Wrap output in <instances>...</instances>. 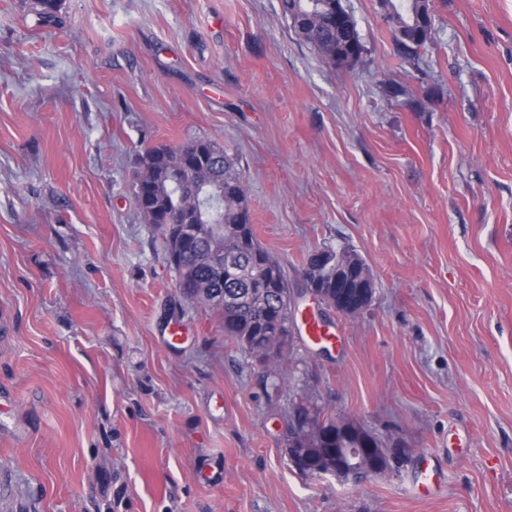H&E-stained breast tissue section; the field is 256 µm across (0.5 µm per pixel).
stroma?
Masks as SVG:
<instances>
[{"mask_svg":"<svg viewBox=\"0 0 512 512\" xmlns=\"http://www.w3.org/2000/svg\"><path fill=\"white\" fill-rule=\"evenodd\" d=\"M344 3L350 69L279 0H61L49 23L0 0V512H512V0H432L415 63L378 0ZM196 139L293 289L322 245L375 281L335 345L295 334L274 387L183 304L135 202L144 150ZM302 398L408 455L302 475Z\"/></svg>","mask_w":512,"mask_h":512,"instance_id":"1","label":"stroma"}]
</instances>
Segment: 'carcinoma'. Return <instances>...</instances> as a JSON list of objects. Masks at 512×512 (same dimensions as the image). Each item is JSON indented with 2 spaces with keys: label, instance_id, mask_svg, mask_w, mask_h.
Segmentation results:
<instances>
[{
  "label": "carcinoma",
  "instance_id": "obj_1",
  "mask_svg": "<svg viewBox=\"0 0 512 512\" xmlns=\"http://www.w3.org/2000/svg\"><path fill=\"white\" fill-rule=\"evenodd\" d=\"M389 4L395 22L405 30L403 38L392 35L397 54L409 60L418 58L421 48L431 42L429 38L415 39L412 19L419 0H389ZM332 6L333 0H281L286 18L304 14L307 21L295 33L331 64L336 52L350 39L347 26L336 28L323 22ZM140 168L136 186H149L151 193L135 192L137 204L141 215H152L160 225L167 254H181L173 271L176 285L192 286L182 295L184 303L222 316L227 342L250 353L273 342L289 348L288 275L282 262L257 242L245 184L224 147L211 139L193 140L175 148L154 147L140 156ZM177 212L196 225L191 242L185 246L181 238L161 227L167 215ZM244 236L249 243L239 246L236 255L244 272V287L230 301L232 289L227 286L224 264L218 255L224 249V240ZM323 252L326 262L316 263L311 251L305 263L310 266L312 279L325 287L327 300L334 303L346 289L330 287L336 279V249L325 247ZM293 412L298 428L286 433L285 445L306 457L314 470H335L336 457L327 449L354 448L362 438L370 439L380 456L386 455L380 440L350 421L303 401L295 404Z\"/></svg>",
  "mask_w": 512,
  "mask_h": 512
}]
</instances>
